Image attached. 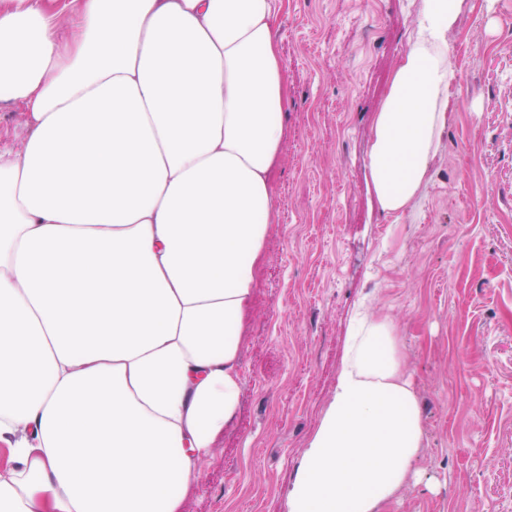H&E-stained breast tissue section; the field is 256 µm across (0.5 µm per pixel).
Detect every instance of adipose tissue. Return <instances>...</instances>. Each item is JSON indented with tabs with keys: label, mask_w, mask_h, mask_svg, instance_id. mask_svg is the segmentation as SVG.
Instances as JSON below:
<instances>
[{
	"label": "adipose tissue",
	"mask_w": 512,
	"mask_h": 512,
	"mask_svg": "<svg viewBox=\"0 0 512 512\" xmlns=\"http://www.w3.org/2000/svg\"><path fill=\"white\" fill-rule=\"evenodd\" d=\"M283 0H0V512H181L242 390L279 221ZM469 0H421L376 112L378 209L416 205L455 109ZM392 318L359 306L288 512H381L423 416ZM23 109L0 95V149L17 148L28 134Z\"/></svg>",
	"instance_id": "adipose-tissue-1"
}]
</instances>
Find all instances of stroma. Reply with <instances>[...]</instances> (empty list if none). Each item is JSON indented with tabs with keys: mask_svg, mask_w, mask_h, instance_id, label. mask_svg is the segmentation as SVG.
Instances as JSON below:
<instances>
[{
	"mask_svg": "<svg viewBox=\"0 0 512 512\" xmlns=\"http://www.w3.org/2000/svg\"><path fill=\"white\" fill-rule=\"evenodd\" d=\"M421 0H285L282 220L241 349L234 419L182 512H288L328 406L356 304L403 338L425 445L417 484L384 512H512V0H474L449 48L464 79L416 206L379 212L372 120Z\"/></svg>",
	"mask_w": 512,
	"mask_h": 512,
	"instance_id": "stroma-1",
	"label": "stroma"
}]
</instances>
